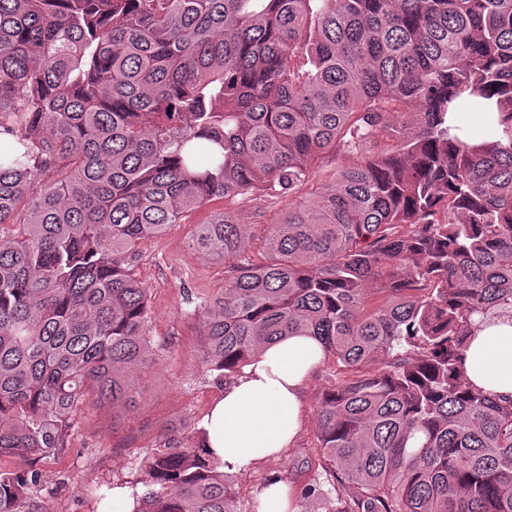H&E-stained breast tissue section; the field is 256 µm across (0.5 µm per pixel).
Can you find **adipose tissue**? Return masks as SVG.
Instances as JSON below:
<instances>
[{
  "label": "adipose tissue",
  "mask_w": 512,
  "mask_h": 512,
  "mask_svg": "<svg viewBox=\"0 0 512 512\" xmlns=\"http://www.w3.org/2000/svg\"><path fill=\"white\" fill-rule=\"evenodd\" d=\"M323 358L311 336L266 344L210 406L201 429L211 457L228 471H245L291 448L302 422L303 395ZM468 381L498 396L512 395V325L474 336L466 352Z\"/></svg>",
  "instance_id": "1"
}]
</instances>
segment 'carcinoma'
Instances as JSON below:
<instances>
[{"label":"carcinoma","mask_w":512,"mask_h":512,"mask_svg":"<svg viewBox=\"0 0 512 512\" xmlns=\"http://www.w3.org/2000/svg\"><path fill=\"white\" fill-rule=\"evenodd\" d=\"M465 100L494 109L482 140L448 123ZM0 135V459L32 462L0 469V512H52L35 465L85 399L131 398L140 245L256 191L288 201L265 260L229 211L192 240L234 261L194 309L203 364L321 341L326 512H512V396L464 372L512 321V0H0ZM143 474L134 512H237L199 431Z\"/></svg>","instance_id":"carcinoma-1"}]
</instances>
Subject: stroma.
Here are the masks:
<instances>
[{
    "instance_id": "1",
    "label": "stroma",
    "mask_w": 512,
    "mask_h": 512,
    "mask_svg": "<svg viewBox=\"0 0 512 512\" xmlns=\"http://www.w3.org/2000/svg\"><path fill=\"white\" fill-rule=\"evenodd\" d=\"M286 209L285 203L235 205L239 223L249 235L248 253L261 260L267 254L269 226ZM224 211L223 201L189 213L159 238L141 244L131 270L149 296L151 358L134 373V393L126 406L88 403L77 419L66 455L41 462L44 494L53 512H108V500L93 495L94 487L135 486L142 461L153 448L174 438L189 442L208 407L225 386L201 361L202 342L192 316V299L210 296L224 286V262L194 255L189 244L197 225ZM336 368L322 360L304 395L302 425L292 448L245 472L228 473L239 512H257L267 481L279 479L293 489L330 484L321 469L317 434V400L330 386Z\"/></svg>"
}]
</instances>
